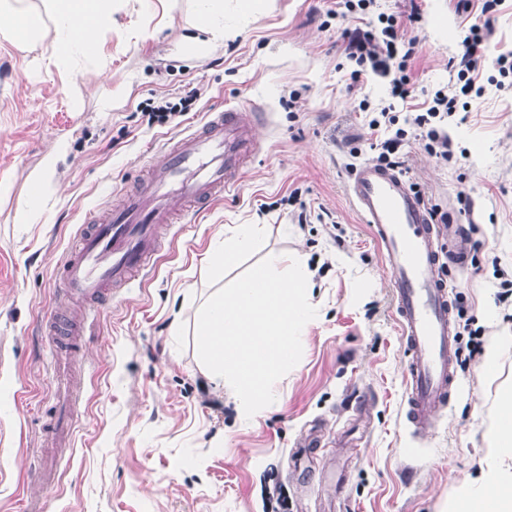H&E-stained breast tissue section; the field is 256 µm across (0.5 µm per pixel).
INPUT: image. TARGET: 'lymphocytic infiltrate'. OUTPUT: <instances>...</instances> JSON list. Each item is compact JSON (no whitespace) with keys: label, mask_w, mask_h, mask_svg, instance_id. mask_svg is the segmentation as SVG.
I'll list each match as a JSON object with an SVG mask.
<instances>
[{"label":"lymphocytic infiltrate","mask_w":512,"mask_h":512,"mask_svg":"<svg viewBox=\"0 0 512 512\" xmlns=\"http://www.w3.org/2000/svg\"><path fill=\"white\" fill-rule=\"evenodd\" d=\"M505 0H481V21L472 23L459 43L456 80L447 88L428 95L421 107L398 119L392 106L381 107L368 122L371 133L380 135L379 165L397 167L396 153L406 139L422 145L424 151L441 164L455 158L447 131L442 124L457 111L463 100L481 95L479 80L484 71L485 49L492 35L488 18L500 12ZM376 13V23H363L344 30V52L353 63L352 79L364 75L387 80L390 95L408 103L415 91L412 64L418 53L416 39L406 37L404 23L395 15L380 12L377 0H336V17Z\"/></svg>","instance_id":"lymphocytic-infiltrate-1"}]
</instances>
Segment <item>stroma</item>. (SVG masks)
Instances as JSON below:
<instances>
[{
    "instance_id": "obj_1",
    "label": "stroma",
    "mask_w": 512,
    "mask_h": 512,
    "mask_svg": "<svg viewBox=\"0 0 512 512\" xmlns=\"http://www.w3.org/2000/svg\"><path fill=\"white\" fill-rule=\"evenodd\" d=\"M236 2L224 0L233 36L202 57L177 48L192 0H125L100 24V62L61 65L52 36L31 40L20 22L0 32V179L12 184L0 199V512H442L492 464L485 423L499 381H512V358L496 382L481 358L458 364L457 393L430 437L406 421L390 282L347 191L353 169L379 153L359 103L389 104L387 82L351 80L343 26L326 16L331 0H267L255 17ZM415 5L422 15L411 23ZM380 9L406 18L418 41L417 89L446 86L448 59L479 8L381 0ZM192 87L201 97L189 112L149 123L146 100L173 102ZM228 104L266 111L263 148L209 210L176 216L147 275L79 313L89 347L70 366L76 436L58 485L45 487L30 461L57 402L59 355L41 329L67 304L57 262L87 214L117 202L159 145ZM447 131L462 159L440 164L409 141L402 171L466 234L464 265L443 277L454 313L485 342L512 332L495 303L497 270L512 279V95L487 86ZM62 140L65 161L37 186L42 157ZM37 188L41 222L16 223ZM303 204L312 216L301 224ZM238 224L265 225L262 241L213 277L208 250ZM271 249L323 265L311 291L320 318L301 361L275 383L274 403L246 419L203 375L195 329L207 295Z\"/></svg>"
}]
</instances>
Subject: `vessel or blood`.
Segmentation results:
<instances>
[{"label": "vessel or blood", "mask_w": 512, "mask_h": 512, "mask_svg": "<svg viewBox=\"0 0 512 512\" xmlns=\"http://www.w3.org/2000/svg\"><path fill=\"white\" fill-rule=\"evenodd\" d=\"M262 122V113L231 106L209 113L193 133L170 140L160 160L121 192L118 203L102 206L81 225L56 271L59 291L88 303L139 278L157 261L163 226L175 213L205 211L236 187L259 151ZM349 194L384 257L406 358V418L425 436L436 429L456 390V330L439 267L445 256L463 260L459 234L434 223L423 197L396 169L360 165ZM45 332L61 352L72 355L82 348L66 314L52 316ZM73 431L70 410L60 407L41 451L45 484L54 485L56 451L70 446Z\"/></svg>", "instance_id": "1"}]
</instances>
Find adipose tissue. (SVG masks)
<instances>
[{"mask_svg": "<svg viewBox=\"0 0 512 512\" xmlns=\"http://www.w3.org/2000/svg\"><path fill=\"white\" fill-rule=\"evenodd\" d=\"M121 0H0V28L12 29L17 19L34 25L41 17L53 22V43L59 61L67 62L102 51L97 30L103 17L111 15ZM195 35L185 37L184 48L202 52L209 38L224 33V0H195ZM261 224H240L234 233L217 244L209 257L214 270L234 266L255 249L263 236ZM486 452L499 459L496 467L483 471L460 498L449 501L448 512H512V388H502L494 412L486 423Z\"/></svg>", "mask_w": 512, "mask_h": 512, "instance_id": "ef3b65f1", "label": "adipose tissue"}]
</instances>
